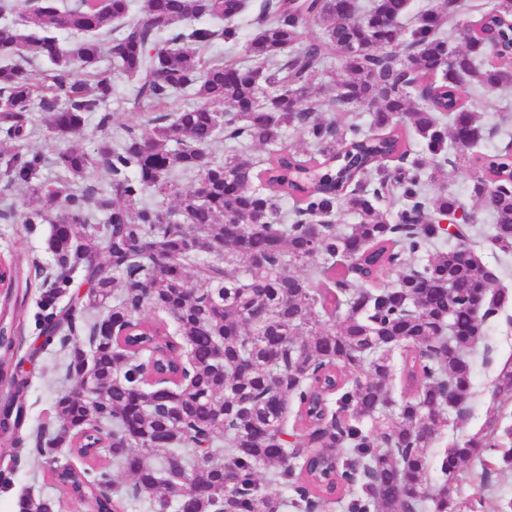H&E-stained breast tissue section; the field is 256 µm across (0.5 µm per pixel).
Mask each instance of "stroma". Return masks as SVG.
I'll use <instances>...</instances> for the list:
<instances>
[{
  "mask_svg": "<svg viewBox=\"0 0 512 512\" xmlns=\"http://www.w3.org/2000/svg\"><path fill=\"white\" fill-rule=\"evenodd\" d=\"M50 225L37 224L25 229L17 220H0V260L11 261L20 269L19 287L0 288V317L14 324L21 338L20 349L28 351L36 341L35 318L46 288V272L52 257L46 249ZM478 258L495 275L499 287L505 288L507 303L497 319L484 328L474 349L472 374L473 398L466 414L449 412L448 424L436 439L438 448H446L478 432L485 424L495 404L494 381L498 370L512 359V256L495 251L484 236H475L470 245ZM66 350L53 345L40 353L28 373V386L22 400L28 419L19 437L0 438V470L9 472L11 481L0 485V512H17L23 497H61V512H84L78 500L60 496L51 477L54 464H66L68 456H58L56 462L35 456L32 449L37 437L54 430L53 404L66 389L62 363ZM456 483L465 497H482L485 512H503L512 503V465L496 463L491 472H483L480 464L470 463L459 471Z\"/></svg>",
  "mask_w": 512,
  "mask_h": 512,
  "instance_id": "stroma-1",
  "label": "stroma"
}]
</instances>
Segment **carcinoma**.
Here are the masks:
<instances>
[{
    "label": "carcinoma",
    "mask_w": 512,
    "mask_h": 512,
    "mask_svg": "<svg viewBox=\"0 0 512 512\" xmlns=\"http://www.w3.org/2000/svg\"><path fill=\"white\" fill-rule=\"evenodd\" d=\"M131 7L0 0V174L44 201L21 223L52 224L38 336L65 347L79 326L89 331L67 356L57 428L35 452L108 453L130 478L128 499L148 492L153 512H314L333 496L345 512H461L448 479L498 448L512 463V429L454 443L436 490L429 448L448 410L471 399L470 352L505 295L477 258L463 260L475 214L457 245L438 246L433 220L463 206L426 187L459 152L491 214V245L512 253V155L479 150L486 128L462 94L512 89V0H491L466 27L463 0H441L409 31V0H268L247 44L253 67L200 55L237 38L230 22L245 0H142L136 20L114 26ZM17 8L35 32L10 19ZM309 23L318 28L303 32ZM488 42L501 45L491 59ZM106 51L110 73L100 70ZM114 73L133 81L124 103L151 126H129L115 143ZM295 89L305 97H290ZM185 95L196 103L179 106ZM325 105L354 117L340 125ZM36 112L55 143L98 118L96 148L58 149L53 182L39 180L45 156L26 148ZM291 129L313 151L283 150ZM98 167L106 185H86ZM181 177L196 187L180 191ZM341 210L358 218L348 232L332 223ZM394 267L397 281L382 283ZM78 273L89 290L60 305ZM479 288L489 301L478 317ZM145 308L170 321L141 318ZM396 355L417 385L399 405L388 388ZM20 394L0 406L10 435L26 421ZM262 469L286 497L263 489ZM52 478L86 512L123 508L105 467ZM60 507L19 501L20 512Z\"/></svg>",
    "instance_id": "cac0c4a2"
}]
</instances>
